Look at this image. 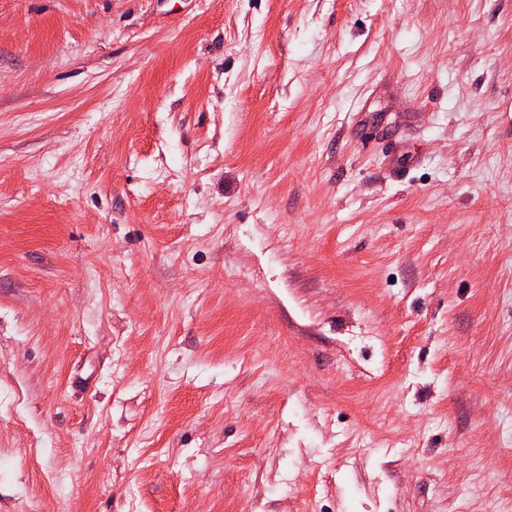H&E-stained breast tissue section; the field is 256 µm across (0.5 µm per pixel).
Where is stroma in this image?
<instances>
[{
  "instance_id": "1",
  "label": "stroma",
  "mask_w": 512,
  "mask_h": 512,
  "mask_svg": "<svg viewBox=\"0 0 512 512\" xmlns=\"http://www.w3.org/2000/svg\"><path fill=\"white\" fill-rule=\"evenodd\" d=\"M512 512V0H0V512Z\"/></svg>"
}]
</instances>
